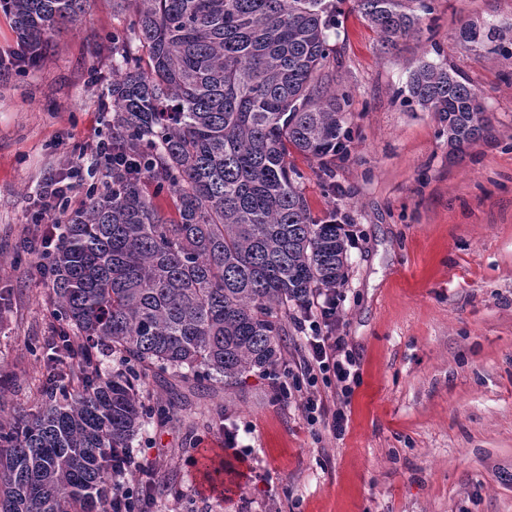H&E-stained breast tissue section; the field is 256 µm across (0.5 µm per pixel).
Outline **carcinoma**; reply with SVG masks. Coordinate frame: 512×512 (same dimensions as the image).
<instances>
[{
    "label": "carcinoma",
    "mask_w": 512,
    "mask_h": 512,
    "mask_svg": "<svg viewBox=\"0 0 512 512\" xmlns=\"http://www.w3.org/2000/svg\"><path fill=\"white\" fill-rule=\"evenodd\" d=\"M34 61L87 0H0ZM133 17L97 45L111 67L109 181L70 215L48 262L55 328L37 411L0 419V512H112V454L146 411L139 385L167 373L230 387L278 363L286 321L345 281L336 216L311 214L295 151L322 172L354 139L350 92L324 82L333 0H120ZM384 47L419 32L435 0H355ZM465 43L503 30L467 22ZM407 101L435 114L450 154L488 136L479 94L417 60ZM168 193L174 213L149 194ZM108 350L119 369L105 375Z\"/></svg>",
    "instance_id": "obj_1"
}]
</instances>
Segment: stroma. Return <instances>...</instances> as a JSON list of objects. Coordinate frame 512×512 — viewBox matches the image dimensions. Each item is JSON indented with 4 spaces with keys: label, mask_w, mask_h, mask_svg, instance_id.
I'll list each match as a JSON object with an SVG mask.
<instances>
[{
    "label": "stroma",
    "mask_w": 512,
    "mask_h": 512,
    "mask_svg": "<svg viewBox=\"0 0 512 512\" xmlns=\"http://www.w3.org/2000/svg\"><path fill=\"white\" fill-rule=\"evenodd\" d=\"M112 0H88L78 27L44 61L13 62L18 42L0 13V370L13 385L0 411L34 410L42 367L31 356L54 324L49 282L18 244L32 197L67 175L91 141L108 138L109 70L97 43L129 26ZM466 21L512 36V0H436L419 34L385 49L341 0L330 32L332 88L350 91L354 131L331 175L290 157L315 218L335 212L348 233L346 299L336 315L361 374L335 436L310 425L299 398L265 376L232 389L205 381L140 389L148 448L166 485L152 512H512V56L458 40ZM457 70L483 98L487 139L458 160L433 113L403 91L419 57ZM237 432L238 447L224 445ZM224 462L210 490L200 453Z\"/></svg>",
    "instance_id": "35a3bbf8"
}]
</instances>
